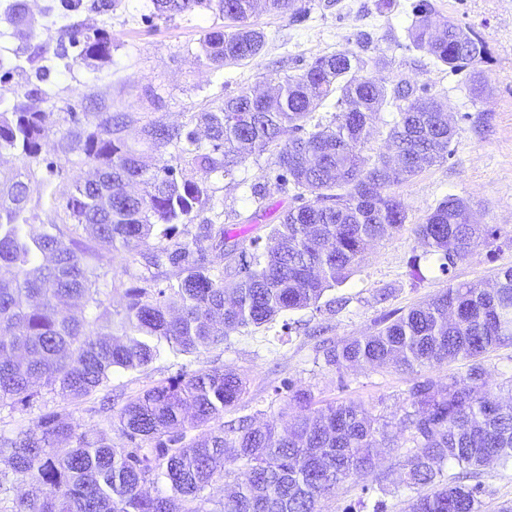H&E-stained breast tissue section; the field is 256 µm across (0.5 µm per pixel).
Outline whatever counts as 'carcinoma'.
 I'll use <instances>...</instances> for the list:
<instances>
[{"label":"carcinoma","mask_w":512,"mask_h":512,"mask_svg":"<svg viewBox=\"0 0 512 512\" xmlns=\"http://www.w3.org/2000/svg\"><path fill=\"white\" fill-rule=\"evenodd\" d=\"M314 0H153L162 18L216 11L225 29L205 34L202 49L217 66L258 56L266 35L250 19L260 13L301 17ZM12 35L29 41L26 0H12ZM413 47L449 72L465 74L474 97L488 89L480 65L486 42L472 28L433 19L427 0L414 6L408 27ZM85 60H106L104 31L70 33ZM382 59L343 50L323 55L301 74L278 77L272 94L248 88L196 116L195 130L151 120L142 136L161 154L151 165L122 137L126 115L70 116L78 151L96 171L54 199L69 224H45L29 207L32 189L44 190L62 171L55 161L37 177L32 163L48 138L44 113L22 103L0 113V151L23 171L0 173V409L30 406L41 384L77 401L109 386L116 371L162 358L177 359L219 346L244 328L262 327L282 314L322 310L325 293L345 284L368 250L407 221L405 203L390 188L444 163L459 127L439 101L406 81L389 82ZM335 99L336 112L307 129L312 114ZM390 107L387 133L395 155L364 154L370 125ZM280 146L277 179L292 184L291 206L272 225L274 246L239 250L231 230L201 214L210 210V186L196 173L229 175L253 155ZM174 148L164 158L168 148ZM144 179L147 190L126 186ZM423 255H439L448 275L494 231L470 203L442 199L412 225ZM123 250L141 267L124 290L125 307L109 316L100 288V251ZM241 259H236V251ZM224 261L215 266V259ZM512 345V267L491 286L449 284L434 298L388 316L377 332L319 344L325 365L341 373L394 367L413 375L398 419L412 443L402 485L413 492L406 512H481V468L512 469V379L487 388L484 355ZM464 361V375L441 385L422 371ZM247 393L230 369L184 371L130 398L112 415L125 439L117 448L102 435L79 433L59 412L41 414L16 435L0 433L3 476L27 491L7 512H322L336 487L357 482L391 442L388 423L353 401L313 407L309 390L288 394L298 411L288 427L277 420L255 426L224 413ZM219 427L193 437L209 424ZM457 475L444 478L445 468ZM234 476L215 502L206 494L217 478ZM152 483L155 493L143 487Z\"/></svg>","instance_id":"cac0c4a2"}]
</instances>
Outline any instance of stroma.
<instances>
[{
	"label": "stroma",
	"mask_w": 512,
	"mask_h": 512,
	"mask_svg": "<svg viewBox=\"0 0 512 512\" xmlns=\"http://www.w3.org/2000/svg\"><path fill=\"white\" fill-rule=\"evenodd\" d=\"M0 0V111L37 90L33 105L46 114L49 138L45 156L59 158L62 171L49 186L60 195L91 178L93 169L79 152L62 154L70 135L72 112H127L132 117L124 131L128 144L142 149L141 128L152 119L171 126H190L200 112L217 109L225 96L243 87L267 88L271 79L302 73L318 56L344 49L367 58H383L384 76L427 88L458 120L454 152L444 163L423 168L393 186L408 207V225L381 240L361 267L342 286L326 292V299L346 298L335 311H290L271 327L248 328L232 334L224 345L179 359L158 360L137 371L114 374L105 392L78 402L43 391L33 406L0 410V431L16 434L46 411L68 414L82 431H107L120 442L111 426L112 412L103 409L104 396L122 406L157 382L181 371L231 368L247 379V392L225 420L251 416L262 423L286 409L288 384L311 390L318 404L333 401L361 403L374 416L397 422L411 385L410 374L392 368L348 369L336 373L318 359L319 339L312 331L325 326L335 340L374 333L382 318L428 301L449 280L488 284L497 272L512 267V0H428L435 18H445L475 30L487 43L482 65L488 82L486 95L472 97L463 75H451L417 51L407 29L417 0H315L303 18L290 13H260L252 17L267 43L254 60L217 67L204 57L201 42L207 32L223 28L218 13L198 10L166 21L154 13L152 0H120L108 13L84 10L57 17L54 0H27L34 31L30 43L11 37ZM100 29L112 40V52L103 62L86 61L79 47L69 44L72 29ZM279 169L265 154L248 158L233 175H210L214 200L223 206V221L235 234L266 237L271 225L292 203L291 191L276 187ZM267 187L264 214L250 222L256 208L246 198L247 186ZM449 195L468 200L486 224L495 230L494 243L475 248L458 263L453 277L441 275L435 260H422V276L414 278L410 261L423 249L410 227ZM128 255L103 253L100 272L107 285L104 305L122 310L128 277ZM388 292L384 303L376 293ZM405 448L381 449L373 475L339 486L322 504L323 512H373L378 482L391 490L387 512H404L408 493L400 483Z\"/></svg>",
	"instance_id": "35a3bbf8"
}]
</instances>
